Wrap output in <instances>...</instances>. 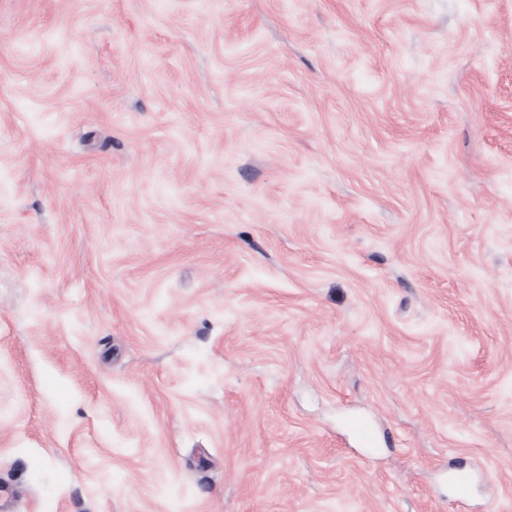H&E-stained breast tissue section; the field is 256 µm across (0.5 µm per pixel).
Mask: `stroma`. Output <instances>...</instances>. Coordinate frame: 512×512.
<instances>
[{
    "label": "stroma",
    "mask_w": 512,
    "mask_h": 512,
    "mask_svg": "<svg viewBox=\"0 0 512 512\" xmlns=\"http://www.w3.org/2000/svg\"><path fill=\"white\" fill-rule=\"evenodd\" d=\"M1 486L512 512V0H0Z\"/></svg>",
    "instance_id": "stroma-1"
}]
</instances>
